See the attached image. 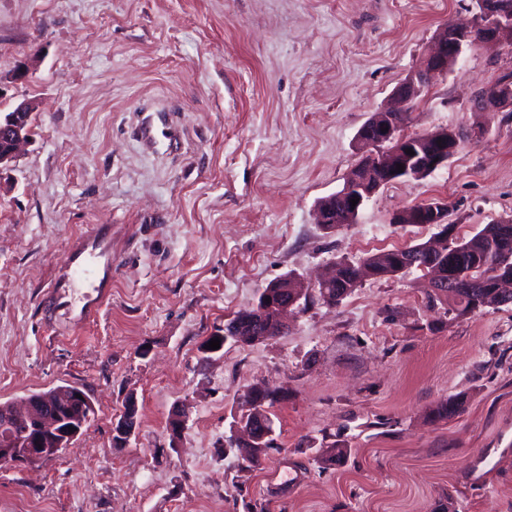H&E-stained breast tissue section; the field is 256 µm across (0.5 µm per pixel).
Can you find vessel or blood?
I'll return each mask as SVG.
<instances>
[{"label": "vessel or blood", "mask_w": 512, "mask_h": 512, "mask_svg": "<svg viewBox=\"0 0 512 512\" xmlns=\"http://www.w3.org/2000/svg\"><path fill=\"white\" fill-rule=\"evenodd\" d=\"M115 260L111 225L93 224L74 237L44 296L45 320L74 328L94 322L112 295Z\"/></svg>", "instance_id": "vessel-or-blood-1"}]
</instances>
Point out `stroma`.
Segmentation results:
<instances>
[{
	"mask_svg": "<svg viewBox=\"0 0 512 512\" xmlns=\"http://www.w3.org/2000/svg\"><path fill=\"white\" fill-rule=\"evenodd\" d=\"M476 12L475 0H0V113L32 109L0 165V403L67 382L95 407L46 464H0V512H512V304L459 317L429 302L422 274L368 277L282 336L200 352L274 279L433 238L434 225L392 223L399 208L442 200L460 237L512 216V112L475 107L512 71L506 45L467 50L405 128L485 125L483 139L383 186L355 223L315 216L439 28ZM157 106L175 133L166 155L136 134ZM88 224L122 235L112 300L58 332L42 298ZM255 384L286 398L269 410L273 447L242 471L225 441ZM132 396L139 426L113 444ZM456 396L459 415L430 419ZM333 444L345 460L322 462Z\"/></svg>",
	"mask_w": 512,
	"mask_h": 512,
	"instance_id": "35a3bbf8",
	"label": "stroma"
}]
</instances>
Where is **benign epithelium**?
Wrapping results in <instances>:
<instances>
[{
    "label": "benign epithelium",
    "instance_id": "7a95c632",
    "mask_svg": "<svg viewBox=\"0 0 512 512\" xmlns=\"http://www.w3.org/2000/svg\"><path fill=\"white\" fill-rule=\"evenodd\" d=\"M483 44L500 47L512 44V0H479L478 13L473 22L461 26L450 22L443 25L436 36V46L424 58L420 68L408 75L394 90L396 106L377 112L358 136L360 149L365 155L346 177L339 196L346 202L344 223L356 221L365 203L390 177L419 179L448 163L468 141L484 137L485 127L477 129L441 128L419 135H406L403 127L413 107L426 95L433 80L451 72L466 50ZM477 108L512 110V84L505 81L481 91ZM31 108L22 103L10 115L0 116V165L14 160L18 147L27 137L25 122ZM413 149L415 155L407 154ZM403 166L398 172L397 165ZM357 200L351 205V200ZM448 206L441 201L413 205L393 213L394 224H433L441 228L443 243L431 245L433 253L448 254ZM336 271L314 285H306L299 278H292L293 293L288 291L260 290L255 303L240 314L233 316L224 327L214 332L215 338L224 345L228 342L245 344L266 341L271 336H281L288 326L284 313L292 307H300L301 301L317 294L318 288L332 281ZM263 327V334H253V327ZM261 386H253L243 413L234 425L230 443L242 452L262 461L272 444L273 429L267 417V408L259 397ZM71 390L68 394H39L25 398L20 406L14 405L0 412V462L25 465L50 461L70 446L80 433L82 412L94 408L88 393ZM66 397L79 415L60 414L59 399ZM138 427L136 398L126 401L123 412L113 420L112 440L125 444Z\"/></svg>",
    "mask_w": 512,
    "mask_h": 512
}]
</instances>
